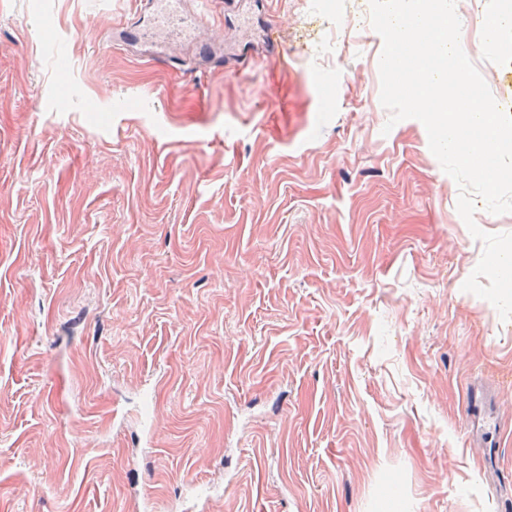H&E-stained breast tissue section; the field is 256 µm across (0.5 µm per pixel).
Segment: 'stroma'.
I'll return each instance as SVG.
<instances>
[{
    "label": "stroma",
    "mask_w": 512,
    "mask_h": 512,
    "mask_svg": "<svg viewBox=\"0 0 512 512\" xmlns=\"http://www.w3.org/2000/svg\"><path fill=\"white\" fill-rule=\"evenodd\" d=\"M0 0V512H505L512 320L424 124H389L369 0ZM353 25L343 43L336 21ZM512 112V26L469 55ZM499 386L477 472L462 391Z\"/></svg>",
    "instance_id": "obj_1"
}]
</instances>
